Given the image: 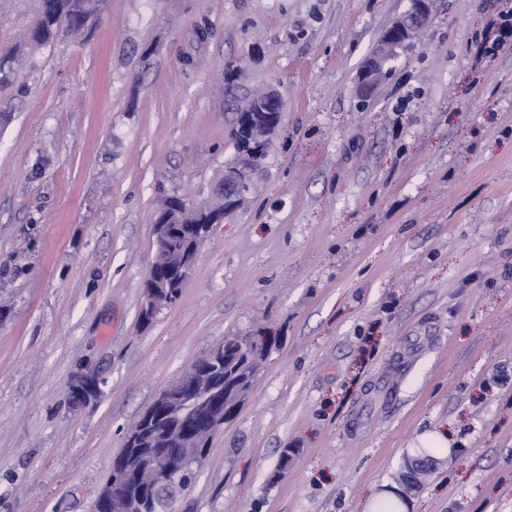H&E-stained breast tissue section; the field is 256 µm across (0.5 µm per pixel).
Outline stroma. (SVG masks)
Segmentation results:
<instances>
[{
    "label": "stroma",
    "instance_id": "1",
    "mask_svg": "<svg viewBox=\"0 0 512 512\" xmlns=\"http://www.w3.org/2000/svg\"><path fill=\"white\" fill-rule=\"evenodd\" d=\"M38 5L0 0V54ZM410 5L106 0L0 87V512H92L127 427L233 334L278 342L172 512H512V27L435 0L359 96ZM270 89L263 174L141 325L160 202L209 194ZM432 0H413L411 9L395 20L383 36L375 55L363 67L358 93L370 95L379 83L385 63L399 49L413 44L418 33L427 28L432 17ZM254 107L253 112H258L259 115L265 117V122L273 130L279 123L280 112L282 111V101L279 96L275 94H265L263 98L251 100V104L248 102L246 111L251 107ZM277 117V121H271L270 119ZM244 117L237 121L236 128L234 129V146L236 152L248 150L253 142L255 128L259 125L256 124L251 118V113H244ZM69 394L76 406H83L100 393V381L91 370L77 372L69 383Z\"/></svg>",
    "mask_w": 512,
    "mask_h": 512
}]
</instances>
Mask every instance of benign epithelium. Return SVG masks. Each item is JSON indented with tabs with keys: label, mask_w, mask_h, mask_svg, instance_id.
Instances as JSON below:
<instances>
[{
	"label": "benign epithelium",
	"mask_w": 512,
	"mask_h": 512,
	"mask_svg": "<svg viewBox=\"0 0 512 512\" xmlns=\"http://www.w3.org/2000/svg\"><path fill=\"white\" fill-rule=\"evenodd\" d=\"M432 0H412L411 9L395 20L383 36L375 55L363 67L358 85L362 96L371 94L385 72V63L399 49L413 44L418 33L427 28L432 17ZM254 111L265 117L270 128H275L280 117L282 101L275 94H266L251 101ZM264 149L260 145L252 147L249 154H240L234 164L224 169L221 178L211 188L214 196L232 202L246 196L253 187L254 176L262 169ZM187 201L178 196L172 197L171 211L159 218L154 224L156 252L150 266L143 290L142 312L150 316L162 304L161 286L154 285L157 272L162 269L176 271L187 281L196 263V254L184 256L172 253V241L177 235L176 224L182 206ZM224 359V349L215 347L201 354L186 371L181 383L163 389L155 398L158 406L165 412L182 420L202 421L210 431H218L224 426V405L209 398L204 392L206 377L212 373L214 366ZM100 393V381L91 370L77 372L69 383L72 402L83 406ZM142 460L153 468V474L159 485L176 481L178 474L194 460L189 443H183L182 449L146 448ZM95 503L106 512H141V504L127 494L125 482L112 479L105 482L98 492Z\"/></svg>",
	"instance_id": "benign-epithelium-1"
}]
</instances>
